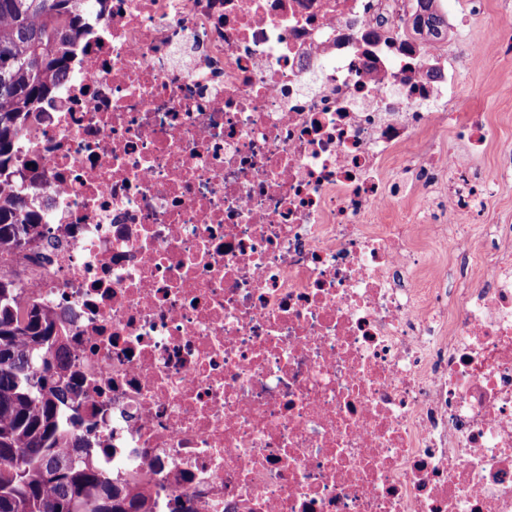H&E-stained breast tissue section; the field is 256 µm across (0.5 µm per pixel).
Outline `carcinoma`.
<instances>
[{
  "mask_svg": "<svg viewBox=\"0 0 512 512\" xmlns=\"http://www.w3.org/2000/svg\"><path fill=\"white\" fill-rule=\"evenodd\" d=\"M110 10L111 0H0V257L38 235L40 164L25 137ZM410 26L447 38L440 0H416ZM61 317L0 270V512H150L129 480L98 467Z\"/></svg>",
  "mask_w": 512,
  "mask_h": 512,
  "instance_id": "obj_1",
  "label": "carcinoma"
}]
</instances>
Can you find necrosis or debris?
<instances>
[{"instance_id":"4bbe7bcc","label":"necrosis or debris","mask_w":512,"mask_h":512,"mask_svg":"<svg viewBox=\"0 0 512 512\" xmlns=\"http://www.w3.org/2000/svg\"><path fill=\"white\" fill-rule=\"evenodd\" d=\"M413 5L112 0L26 137L7 269L153 512H512V154L441 153L461 70Z\"/></svg>"}]
</instances>
